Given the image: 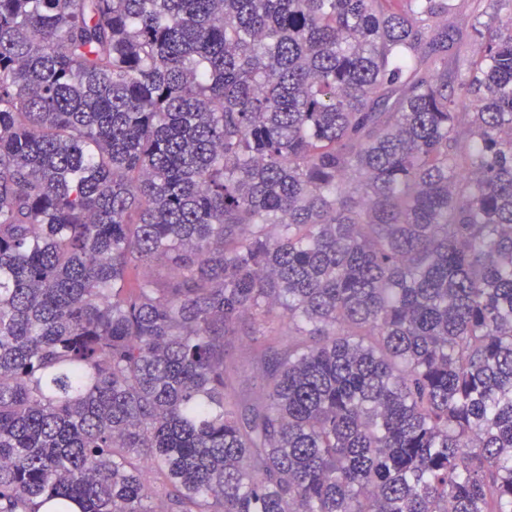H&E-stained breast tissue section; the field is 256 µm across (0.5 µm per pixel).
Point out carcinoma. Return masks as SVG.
Instances as JSON below:
<instances>
[{
    "label": "carcinoma",
    "mask_w": 512,
    "mask_h": 512,
    "mask_svg": "<svg viewBox=\"0 0 512 512\" xmlns=\"http://www.w3.org/2000/svg\"><path fill=\"white\" fill-rule=\"evenodd\" d=\"M458 9L0 0V512H512V27ZM251 338L239 336L228 348V357L236 371V387L241 393H249L256 386V364L250 352Z\"/></svg>",
    "instance_id": "1"
}]
</instances>
